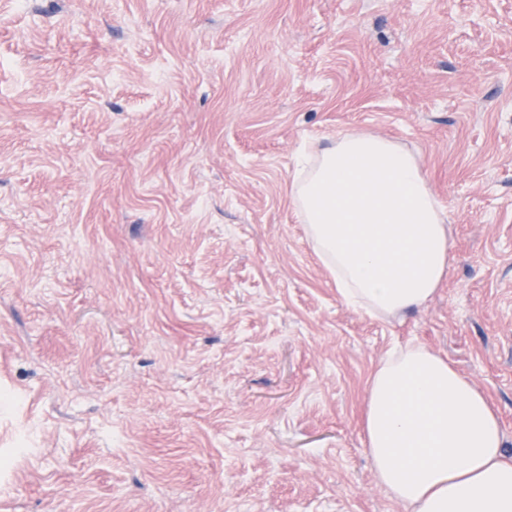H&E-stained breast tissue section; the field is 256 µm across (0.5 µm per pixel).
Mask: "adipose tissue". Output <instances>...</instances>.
Wrapping results in <instances>:
<instances>
[{"label":"adipose tissue","mask_w":512,"mask_h":512,"mask_svg":"<svg viewBox=\"0 0 512 512\" xmlns=\"http://www.w3.org/2000/svg\"><path fill=\"white\" fill-rule=\"evenodd\" d=\"M291 199L341 300L379 317L437 293L451 241L416 158L380 136L340 133L305 155ZM379 482L406 512H512V457L497 411L438 354L390 352L362 419Z\"/></svg>","instance_id":"adipose-tissue-1"}]
</instances>
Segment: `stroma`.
<instances>
[{"label": "stroma", "mask_w": 512, "mask_h": 512, "mask_svg": "<svg viewBox=\"0 0 512 512\" xmlns=\"http://www.w3.org/2000/svg\"><path fill=\"white\" fill-rule=\"evenodd\" d=\"M347 131L445 208L399 319L340 302L291 202ZM407 343L512 455V0H0V512H404L361 420Z\"/></svg>", "instance_id": "35a3bbf8"}]
</instances>
